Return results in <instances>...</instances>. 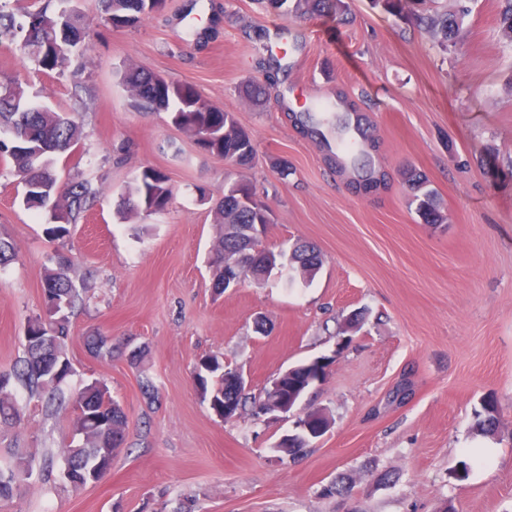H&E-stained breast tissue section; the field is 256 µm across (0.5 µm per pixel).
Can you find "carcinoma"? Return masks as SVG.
I'll use <instances>...</instances> for the list:
<instances>
[{
    "label": "carcinoma",
    "mask_w": 512,
    "mask_h": 512,
    "mask_svg": "<svg viewBox=\"0 0 512 512\" xmlns=\"http://www.w3.org/2000/svg\"><path fill=\"white\" fill-rule=\"evenodd\" d=\"M71 0H45L43 6L18 19L0 7V36H8L16 43L20 55L47 72L63 73L73 49L83 43V14L68 11ZM504 7L498 14V29L501 37L512 44V0H500ZM265 8L288 18L305 15L334 16L344 19L349 5L346 0H263ZM101 7L108 20L116 26H128L166 7V0H101ZM469 14L465 5L454 10L418 11L414 23L432 31L438 45L448 44L460 35L464 17ZM122 82L132 97V107L149 112H166L172 123L182 130L201 149L220 155L236 168L253 165L256 148L253 139L233 115L202 99L183 85L146 72L138 67L125 70ZM9 88L6 97L0 96V129L11 130V137L0 139V160L11 165L12 171L22 180L21 201L31 209L43 210L47 233L53 238H64L71 233L78 216L90 205L95 190L87 180H71L66 186L58 185L55 175L57 156L76 148L82 140L81 125L67 112L55 111L38 104L26 89L9 77L0 78V86ZM308 120L321 133L320 145L329 158L342 163L339 143L351 134L348 116L337 113L333 106L326 105L322 114L308 113ZM412 184V203L416 212L427 224H439L442 215L437 194L429 187L426 176L413 173L408 177ZM250 189V184L238 180L224 193V199L212 210L214 223L221 225L223 232L211 257L215 271V287L224 288V259L233 256L243 243L242 226L256 223L257 211L243 209L237 202V193ZM174 195L173 187L166 175L153 167L145 168L124 196L118 210L120 219H144L167 208ZM299 254L302 279H313L321 268L322 260L317 250L300 244ZM53 267L44 268V288L48 294L58 293L69 299L70 308H75L79 295L67 275L69 259L58 255ZM28 329L35 336L48 335L51 342L70 335V321L61 324L45 323L37 316L29 321ZM42 358V348L25 346L24 356L8 371H1L9 385L16 383L27 388L29 397L43 403L45 411L57 413L68 405L71 407L73 429L78 432V442L62 450L64 462L91 469L105 459H112L125 442L126 415L120 404L112 398L108 387L84 384L68 395L61 384H54L37 374L34 366ZM211 370L196 380L201 396L210 409L219 417H238L246 405L269 409L276 404L287 403L297 407L304 394L313 385L314 373L306 363L288 368L276 391L263 389L258 396L251 397L244 389H235L228 379L235 376L232 368L218 355L206 357ZM23 412L13 392L0 395V422H19ZM477 432L490 435L498 428V409L491 403L476 414ZM35 459L19 457L13 465L0 469V501L13 497L14 490L32 476Z\"/></svg>",
    "instance_id": "cac0c4a2"
}]
</instances>
